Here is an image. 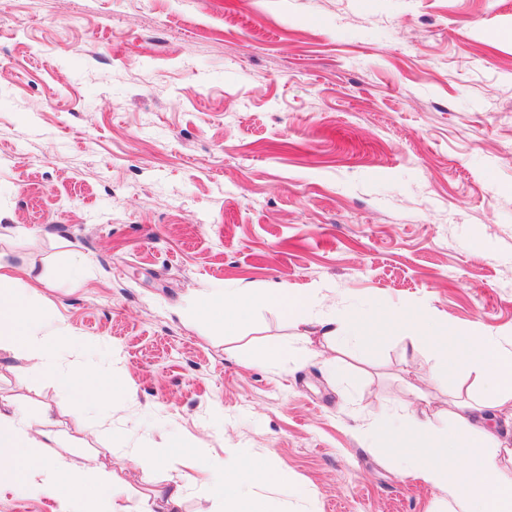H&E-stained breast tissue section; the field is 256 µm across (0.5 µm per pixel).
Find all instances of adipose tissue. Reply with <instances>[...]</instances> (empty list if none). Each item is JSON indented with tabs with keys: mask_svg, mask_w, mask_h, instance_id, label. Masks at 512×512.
<instances>
[{
	"mask_svg": "<svg viewBox=\"0 0 512 512\" xmlns=\"http://www.w3.org/2000/svg\"><path fill=\"white\" fill-rule=\"evenodd\" d=\"M13 280V266L1 262L0 352L25 354L37 360L42 371L57 374L72 397L70 412L74 417H84L95 407L113 405L112 391L92 378L86 366L61 369L63 353L79 348V336L56 322L33 297L14 294ZM262 306L279 309L294 327H314L319 344L334 351L342 349L348 337L362 335L377 325L374 317L355 311L313 318L315 298L294 294L283 285L260 291L225 290L207 298L205 313L225 335L234 336ZM409 345L415 352L428 345L441 353L452 352V361L481 373L485 387L480 399L454 401L443 425L417 411L403 410L402 426L391 436L392 449L409 460L411 474L447 493L449 512H512V472L500 466L507 440L498 429L499 409L512 402V351L477 329L455 335L450 343L419 334L410 337ZM449 362L437 361L430 369L432 383H440ZM414 430L426 442L435 440L455 449L464 457L465 468L449 471L443 455L427 446L413 447L410 433ZM57 443L45 419L29 420L0 411V449L9 452L8 460L0 462V487H10L33 499L50 498L55 503L53 512H137L122 502L113 472L99 464L81 470L62 454L48 455V448ZM228 455V462L215 464L197 453L186 465L203 476L215 496L227 502L229 512H266L259 491L275 484V470L261 456L243 465L238 449H229Z\"/></svg>",
	"mask_w": 512,
	"mask_h": 512,
	"instance_id": "ef3b65f1",
	"label": "adipose tissue"
}]
</instances>
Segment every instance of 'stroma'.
Wrapping results in <instances>:
<instances>
[{
	"label": "stroma",
	"mask_w": 512,
	"mask_h": 512,
	"mask_svg": "<svg viewBox=\"0 0 512 512\" xmlns=\"http://www.w3.org/2000/svg\"><path fill=\"white\" fill-rule=\"evenodd\" d=\"M0 260L45 274L86 347L63 366L92 357L125 402L104 432L7 354L0 397L129 504L241 448L279 472L269 512H443L360 432L479 397V373L427 385L402 326L330 373L276 309L237 336L201 309L283 283L319 316L421 304L511 350L512 0H0ZM131 434L168 463L137 469Z\"/></svg>",
	"instance_id": "stroma-1"
}]
</instances>
